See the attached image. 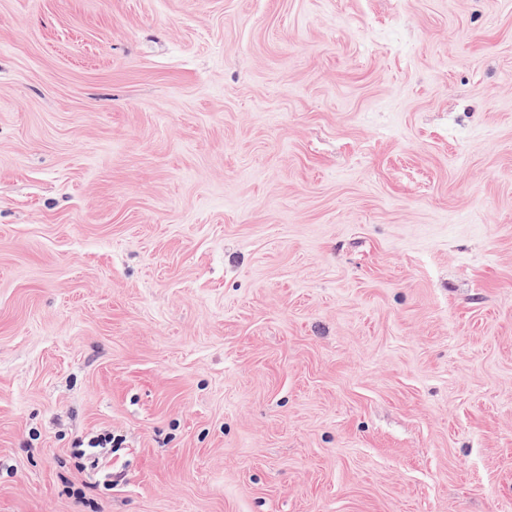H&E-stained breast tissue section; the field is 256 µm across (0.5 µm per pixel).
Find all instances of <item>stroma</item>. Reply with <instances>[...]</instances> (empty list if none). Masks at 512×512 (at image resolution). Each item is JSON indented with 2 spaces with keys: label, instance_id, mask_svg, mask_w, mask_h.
Instances as JSON below:
<instances>
[{
  "label": "stroma",
  "instance_id": "1",
  "mask_svg": "<svg viewBox=\"0 0 512 512\" xmlns=\"http://www.w3.org/2000/svg\"><path fill=\"white\" fill-rule=\"evenodd\" d=\"M0 512H512V0H0ZM122 441L120 438L116 436H112V433H103L98 434L96 436L91 437L87 441V445L84 447V442H79L76 447V454L80 457V459L86 460V466L90 467V469L102 472L106 481L111 483L116 482V480H112V471L106 469V458L103 450L106 448H121ZM100 448V450H93Z\"/></svg>",
  "mask_w": 512,
  "mask_h": 512
}]
</instances>
